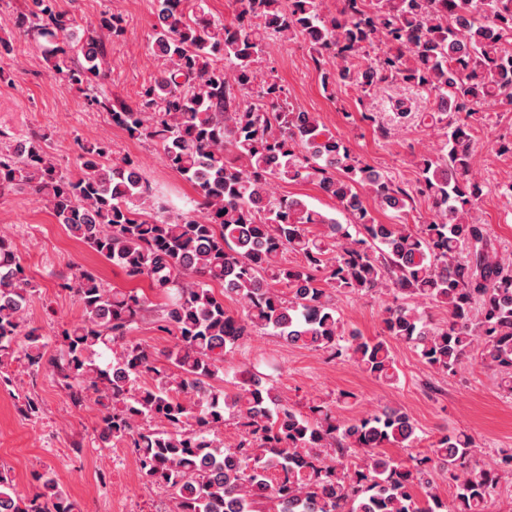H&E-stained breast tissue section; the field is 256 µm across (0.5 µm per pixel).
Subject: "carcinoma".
<instances>
[{
	"label": "carcinoma",
	"instance_id": "cac0c4a2",
	"mask_svg": "<svg viewBox=\"0 0 512 512\" xmlns=\"http://www.w3.org/2000/svg\"><path fill=\"white\" fill-rule=\"evenodd\" d=\"M203 3L157 0L153 47L165 68L135 105L113 113L129 136L160 145L201 213H149L152 190L139 167L126 157L104 162L101 143L83 148L75 173L57 170L35 140L0 149V195L31 188L72 237L164 298L154 324L174 337L166 364L130 337L149 299L86 271L65 284L83 319L46 358L48 340L27 327L30 279L0 233V369L20 358L33 373L50 368L74 406L95 398L99 440L130 448L143 483L171 491L174 512H485L512 476V448L487 468L472 436L446 432L410 465L382 451L416 439L400 409L340 420L321 404L296 409L250 371L232 390L221 382L226 353L271 333L347 357L384 382L396 379L392 341L446 375L479 344L512 391V260L499 257L473 215L484 184L472 173L470 122L488 100L512 112V0H341L332 16L320 0H236L224 24L205 18ZM16 27L36 32L53 73L78 86L100 77L99 36L89 30L73 42L56 0H31ZM294 37L310 44L316 64L336 59L325 84L370 89L394 79L433 96L423 118L446 123L444 156H420L407 188L288 104L277 81L254 89L267 41ZM251 90L257 102L241 104L236 92ZM274 180L316 185L356 233L275 194ZM418 193L432 202L427 224L407 223ZM370 199L396 222H377ZM383 290L392 296L383 335L346 331L334 293ZM414 297L445 307L448 321L434 324L402 303ZM226 298L240 301L244 316L230 314ZM227 414L243 430L229 446L218 440ZM440 476L454 488L449 501L435 492ZM39 480L21 494L1 467L0 512H74L54 476Z\"/></svg>",
	"mask_w": 512,
	"mask_h": 512
}]
</instances>
